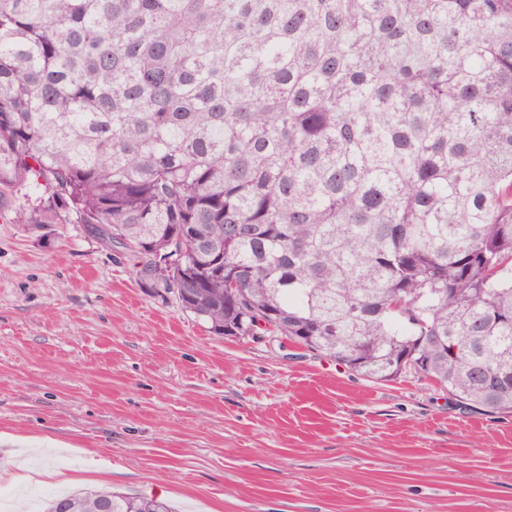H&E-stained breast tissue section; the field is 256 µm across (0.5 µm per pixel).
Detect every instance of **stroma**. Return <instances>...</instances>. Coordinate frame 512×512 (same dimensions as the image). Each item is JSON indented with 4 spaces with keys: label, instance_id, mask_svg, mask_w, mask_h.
Listing matches in <instances>:
<instances>
[{
    "label": "stroma",
    "instance_id": "stroma-1",
    "mask_svg": "<svg viewBox=\"0 0 512 512\" xmlns=\"http://www.w3.org/2000/svg\"><path fill=\"white\" fill-rule=\"evenodd\" d=\"M7 472L15 512L103 487L177 512H512V415L213 335L83 225L0 222Z\"/></svg>",
    "mask_w": 512,
    "mask_h": 512
}]
</instances>
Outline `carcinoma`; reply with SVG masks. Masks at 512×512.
Here are the masks:
<instances>
[{"label": "carcinoma", "instance_id": "obj_1", "mask_svg": "<svg viewBox=\"0 0 512 512\" xmlns=\"http://www.w3.org/2000/svg\"><path fill=\"white\" fill-rule=\"evenodd\" d=\"M0 218L218 336L512 414V0H0ZM142 512L103 488L76 512Z\"/></svg>", "mask_w": 512, "mask_h": 512}]
</instances>
